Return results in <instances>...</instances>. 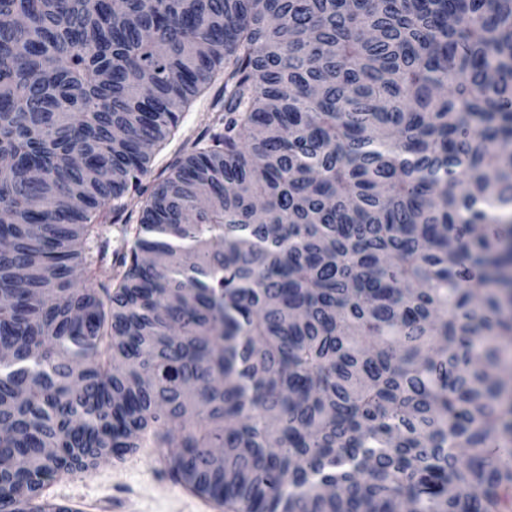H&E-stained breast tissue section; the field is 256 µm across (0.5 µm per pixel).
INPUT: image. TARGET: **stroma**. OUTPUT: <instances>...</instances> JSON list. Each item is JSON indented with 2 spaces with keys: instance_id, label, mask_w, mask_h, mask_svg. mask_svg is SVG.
Returning <instances> with one entry per match:
<instances>
[{
  "instance_id": "stroma-1",
  "label": "stroma",
  "mask_w": 512,
  "mask_h": 512,
  "mask_svg": "<svg viewBox=\"0 0 512 512\" xmlns=\"http://www.w3.org/2000/svg\"><path fill=\"white\" fill-rule=\"evenodd\" d=\"M223 106L224 99L215 86L182 112L175 135L156 151L148 180L165 177L170 165L200 138L208 123L223 115ZM46 495L52 502L73 506L79 512H98L99 506L115 498L132 501L134 512H222L177 483L154 448L112 458L87 473L62 476L47 487Z\"/></svg>"
}]
</instances>
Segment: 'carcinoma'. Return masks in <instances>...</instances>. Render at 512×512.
Wrapping results in <instances>:
<instances>
[{"instance_id":"cac0c4a2","label":"carcinoma","mask_w":512,"mask_h":512,"mask_svg":"<svg viewBox=\"0 0 512 512\" xmlns=\"http://www.w3.org/2000/svg\"><path fill=\"white\" fill-rule=\"evenodd\" d=\"M0 155V512H512V0H0ZM221 84L209 89L198 97L185 112L179 113L177 131L166 144L156 151L145 182L163 178L169 173V166L191 148L193 141L203 134L206 126L214 117L224 116V98L220 93ZM138 207L136 205L129 206L128 210L117 219H112L111 222H107L106 231L104 236L110 240V248L107 257L103 261V266L109 268L111 260L115 258V251L119 250L123 241V229L125 224L135 225L138 220ZM45 493L52 502L82 512H104L96 506L113 498L132 501L134 512H224V507L195 497L177 483L156 448H139L90 472L64 475Z\"/></svg>"}]
</instances>
